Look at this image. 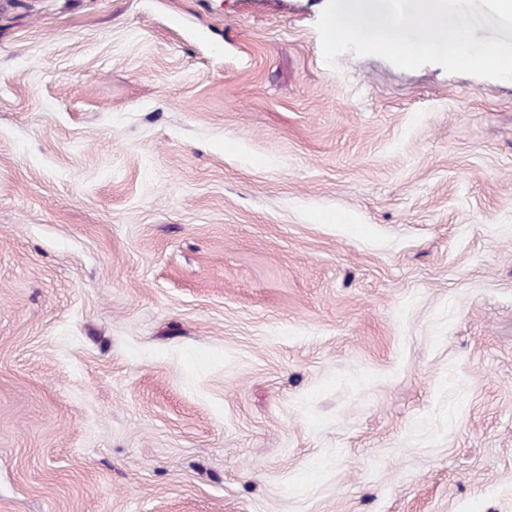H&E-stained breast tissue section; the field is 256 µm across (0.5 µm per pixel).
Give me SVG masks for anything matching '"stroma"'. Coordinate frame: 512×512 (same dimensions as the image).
I'll list each match as a JSON object with an SVG mask.
<instances>
[{
	"mask_svg": "<svg viewBox=\"0 0 512 512\" xmlns=\"http://www.w3.org/2000/svg\"><path fill=\"white\" fill-rule=\"evenodd\" d=\"M325 3L0 0V512H512V80Z\"/></svg>",
	"mask_w": 512,
	"mask_h": 512,
	"instance_id": "1",
	"label": "stroma"
}]
</instances>
